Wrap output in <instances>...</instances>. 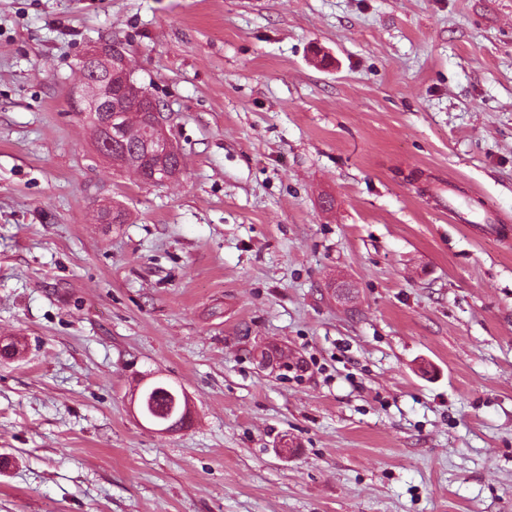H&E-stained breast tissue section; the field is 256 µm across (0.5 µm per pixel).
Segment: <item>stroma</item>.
Returning a JSON list of instances; mask_svg holds the SVG:
<instances>
[{
  "mask_svg": "<svg viewBox=\"0 0 512 512\" xmlns=\"http://www.w3.org/2000/svg\"><path fill=\"white\" fill-rule=\"evenodd\" d=\"M104 42L178 179L95 154ZM444 181L512 225V0H0V512H512V243Z\"/></svg>",
  "mask_w": 512,
  "mask_h": 512,
  "instance_id": "1",
  "label": "stroma"
}]
</instances>
